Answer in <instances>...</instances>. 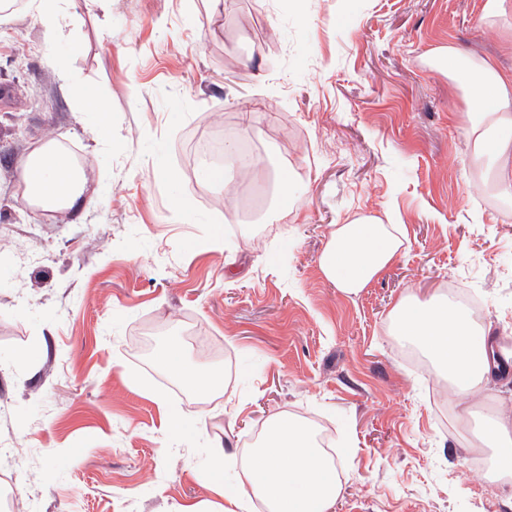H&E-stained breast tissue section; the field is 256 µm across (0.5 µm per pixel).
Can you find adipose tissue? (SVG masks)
<instances>
[{
  "mask_svg": "<svg viewBox=\"0 0 512 512\" xmlns=\"http://www.w3.org/2000/svg\"><path fill=\"white\" fill-rule=\"evenodd\" d=\"M76 3L31 0L45 37L70 56L79 54L81 47L65 32L63 7ZM440 62L470 103L463 123L482 185L503 204L512 205V72L500 70L492 59L465 55L453 44L444 49ZM20 169L19 197L32 211L76 212L84 206L91 171L58 140L48 139L24 155ZM401 245L400 237L381 220L354 219L331 232L320 266L344 293L355 294L395 260ZM393 321L395 332L427 350L461 394L482 392L492 369L512 364V346L491 341L469 312L449 301H399ZM158 360L198 394H211L219 384L214 374L188 362L179 343H169ZM245 477L274 512H329L338 493L336 474L308 424L285 414L269 420Z\"/></svg>",
  "mask_w": 512,
  "mask_h": 512,
  "instance_id": "obj_1",
  "label": "adipose tissue"
}]
</instances>
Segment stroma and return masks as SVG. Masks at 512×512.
Here are the masks:
<instances>
[{"mask_svg":"<svg viewBox=\"0 0 512 512\" xmlns=\"http://www.w3.org/2000/svg\"><path fill=\"white\" fill-rule=\"evenodd\" d=\"M484 3L112 0L106 15L79 10L74 57L27 6L0 15V449L14 512H224L222 457L243 512H258L245 441L283 412L328 431L330 512H512L469 468L491 420L512 429V378L452 394L402 360L392 325L400 299L447 295L461 277L476 320L512 337V206L472 180L468 104L431 62L453 44L512 69ZM70 78L105 102L111 144L75 111ZM50 135L93 168L79 213L19 197L17 161ZM237 136L255 167L229 199L198 172L208 142ZM371 216L402 225L404 249L347 295L319 258L333 225ZM173 339L221 376L212 397L173 389L156 362ZM172 408L202 431L171 432Z\"/></svg>","mask_w":512,"mask_h":512,"instance_id":"1","label":"stroma"}]
</instances>
